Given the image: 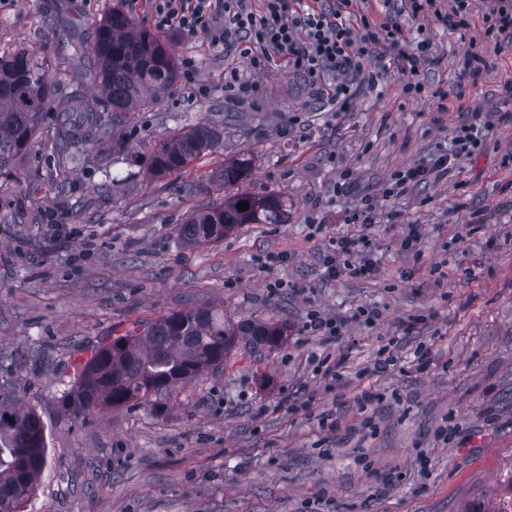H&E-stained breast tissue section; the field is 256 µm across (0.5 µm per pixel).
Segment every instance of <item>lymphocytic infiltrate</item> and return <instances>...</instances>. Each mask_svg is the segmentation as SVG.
I'll return each mask as SVG.
<instances>
[{
	"label": "lymphocytic infiltrate",
	"instance_id": "f902f5d3",
	"mask_svg": "<svg viewBox=\"0 0 512 512\" xmlns=\"http://www.w3.org/2000/svg\"><path fill=\"white\" fill-rule=\"evenodd\" d=\"M155 23L187 36L213 34L225 50L237 52L258 71L280 59L288 70L307 83L313 97L331 111L348 112L363 87H376L380 74L372 70V56L385 46L388 60L401 79L404 97L424 96L423 65L433 63L431 25L466 33L482 23L486 37L512 42V0H488L484 13H476L474 0H452L442 9L440 0H404V9L417 19L414 32L405 33L395 15L363 13L353 16L350 0H152ZM473 126H457L452 153L440 155L433 168L411 165L391 176L390 193L430 177L432 169L448 170L457 158L479 147ZM360 238L341 237L324 258L330 278L348 275L367 278L375 264L363 258L351 264L350 256L363 248Z\"/></svg>",
	"mask_w": 512,
	"mask_h": 512
}]
</instances>
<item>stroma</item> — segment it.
Masks as SVG:
<instances>
[{
  "instance_id": "35a3bbf8",
  "label": "stroma",
  "mask_w": 512,
  "mask_h": 512,
  "mask_svg": "<svg viewBox=\"0 0 512 512\" xmlns=\"http://www.w3.org/2000/svg\"><path fill=\"white\" fill-rule=\"evenodd\" d=\"M121 8L155 28L149 0H0V54L47 58L59 93L94 91L95 62L77 56L93 23ZM156 29V28H155ZM159 31V30H158ZM179 79L117 130L109 149L69 169L35 142L0 175V395L47 427L48 463L25 512H464L498 503L512 480V46L482 27L434 28L428 90L410 101L385 70L348 112L331 114L273 61L263 72L214 44L159 31ZM486 59L478 79L469 52ZM259 84L224 93V70ZM463 97H456L457 84ZM475 115L482 147L447 176L386 195L391 175L430 165ZM224 131L187 168L149 169L150 145L197 121ZM251 154L241 188L288 200L283 224H245L224 241L185 247L175 228L224 201L225 161ZM371 201L373 221L348 223ZM420 233L418 252L401 241ZM368 241V278L325 275L337 238ZM287 262L264 267L266 254ZM285 279L286 288L270 283ZM223 306L234 319L287 324L281 348L239 345L223 369L145 404L86 418L58 404L92 349L162 316ZM380 317L367 328L358 306ZM340 320L334 342L306 333L310 310ZM392 362L376 364L382 355ZM341 362L331 380L316 359Z\"/></svg>"
}]
</instances>
